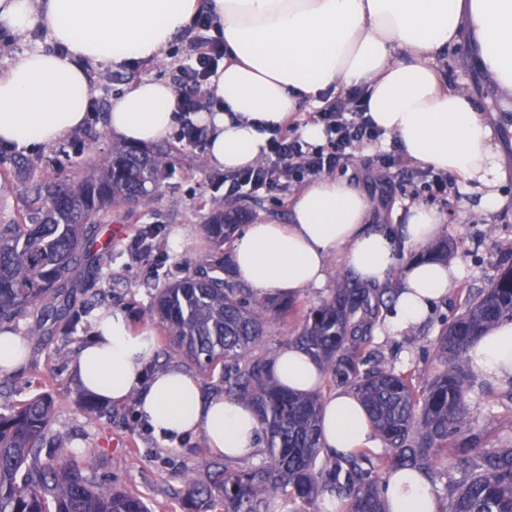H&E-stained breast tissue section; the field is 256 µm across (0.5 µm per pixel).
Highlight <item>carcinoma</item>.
Masks as SVG:
<instances>
[{"instance_id":"cac0c4a2","label":"carcinoma","mask_w":512,"mask_h":512,"mask_svg":"<svg viewBox=\"0 0 512 512\" xmlns=\"http://www.w3.org/2000/svg\"><path fill=\"white\" fill-rule=\"evenodd\" d=\"M54 165L45 168V193L26 214L0 224V323L36 315L77 339L89 325L73 273L87 261L98 226L112 221L110 209L151 202L166 162L115 147L96 173L70 183L54 178ZM243 218L226 205L205 225L206 234L221 248ZM224 272V260L202 261L161 289L148 311L170 351L188 366L204 375L221 370L224 393L254 407L266 443L255 462L238 468L210 462L202 477H187L191 508L268 512L278 501L281 512H323L319 498L327 493L337 512H387L378 461L389 471L409 468L430 477L449 452L463 477L452 483L442 512H512V448L479 447L466 400L473 383L467 353L489 327L512 321V265L441 329L442 368L422 389L412 372L372 359L373 326L392 289L356 288L346 276L336 278L330 299L306 316L294 344L360 397L383 445L380 454L361 448L346 455L320 445L321 395L280 388L270 360L254 354L265 342L269 312L286 316L291 305H260ZM51 420L44 396L0 411V512H148L141 496L91 478L95 453L77 459L60 443L44 448ZM322 454L325 464L317 470Z\"/></svg>"}]
</instances>
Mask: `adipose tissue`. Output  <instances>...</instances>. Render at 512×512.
<instances>
[{"label":"adipose tissue","instance_id":"ef3b65f1","mask_svg":"<svg viewBox=\"0 0 512 512\" xmlns=\"http://www.w3.org/2000/svg\"><path fill=\"white\" fill-rule=\"evenodd\" d=\"M224 39V64L208 82L212 100L200 120L210 130L207 162L228 171L255 165L272 129L300 109L364 90L367 116L417 164L458 176L481 214L507 207L499 185L503 155L489 118L465 89L448 84V52L469 44L477 67L512 105V0H0V27L18 34L43 28L50 49L25 52L0 74V143L51 145L80 127L95 91L87 67L122 71L162 56L200 13ZM179 93L169 82L142 79L112 97L107 128L130 145L167 136ZM369 200L346 179L323 175L297 191L288 223L245 225L232 244L235 276L262 298H295L322 287L329 260L342 256L365 285L383 284L400 245L424 248L443 231L435 210L416 206L399 231L368 228ZM455 266L410 262L385 330L396 335L422 323L456 285ZM97 336L74 361L84 389L112 404L138 392L137 412L170 445L203 436L229 460L262 445L254 409L221 394L203 397L192 374L169 368L145 377L156 352L151 327L132 329L123 310L98 312ZM474 371L512 381V322L481 336L470 350ZM280 385L320 390L319 363L291 345L272 359ZM321 445L347 454L370 447L374 429L357 395L324 398ZM389 512H440L427 476L400 469L384 475Z\"/></svg>","mask_w":512,"mask_h":512}]
</instances>
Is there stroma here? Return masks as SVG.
I'll list each match as a JSON object with an SVG mask.
<instances>
[{"mask_svg":"<svg viewBox=\"0 0 512 512\" xmlns=\"http://www.w3.org/2000/svg\"><path fill=\"white\" fill-rule=\"evenodd\" d=\"M200 38L198 29H190L159 59L132 67V74L139 80L178 82L182 70L195 60ZM89 73L96 89L90 112L84 125L61 138L59 146H0V222H9L24 212L28 196L34 195L43 175L42 167L36 163L38 157L56 155V177L65 181L75 173L90 170L96 158L111 151L114 140L106 127L105 114L112 96L123 91L126 83L122 72L108 67L95 66ZM462 78L480 103L495 100L494 88L471 66L466 46L461 43L452 52L448 80L455 84ZM163 143L172 152L154 199L146 207L113 210L111 223L104 225L94 245V262L83 266L79 273L81 285L92 283L112 289L117 306L130 316L137 329L144 322L135 313L151 304L156 289L182 276L211 251L212 243L204 230L211 208L223 206L230 198L245 211L246 223L285 224L293 197L303 186L302 181L288 179L281 188L270 192L242 189L232 193L225 182L226 171L207 163L204 147L187 145L175 132L166 136ZM384 151L395 158L394 167L380 165L376 159L379 151L372 143L358 144L342 177L361 184L373 202L374 221L381 225L400 226L406 223L411 206L432 205L445 219V236L456 243L448 261L462 271L456 288L420 328L397 336H376L377 349L385 362L413 370L416 385L422 386L441 366L437 338L443 323L462 311L468 294L487 287L499 272L501 245L512 239V205L494 215L474 213L472 199L454 175L449 178L447 197L431 199L420 185L410 182L419 171V164L396 145H388ZM17 158L34 162L22 179L14 174L13 161ZM147 224L157 228L161 247L145 258L131 254L128 244ZM178 226L191 228L192 233L183 249L176 252L170 248L169 239L172 229ZM345 271L343 262L332 258L325 286L301 293L298 309L273 321L271 333L260 349L263 356L273 357L290 337L300 333L304 310L328 300L337 275ZM13 326L26 340L29 354L20 368L0 372V406L15 405L36 393L48 392L53 403L50 437L62 439L73 454L94 449L97 477L113 479L117 486L139 494L150 512H187L181 494L185 476L197 473L202 463L215 458L203 439L190 437L176 446L160 443L135 418V402L131 399L116 406L109 418L87 413L81 407L87 395L72 369L73 344L64 342L50 324L39 323L32 316L17 319ZM504 389V384L479 377L467 394L473 426L483 447L507 445L504 429L512 424V401L501 400Z\"/></svg>","mask_w":512,"mask_h":512,"instance_id":"obj_1","label":"stroma"}]
</instances>
